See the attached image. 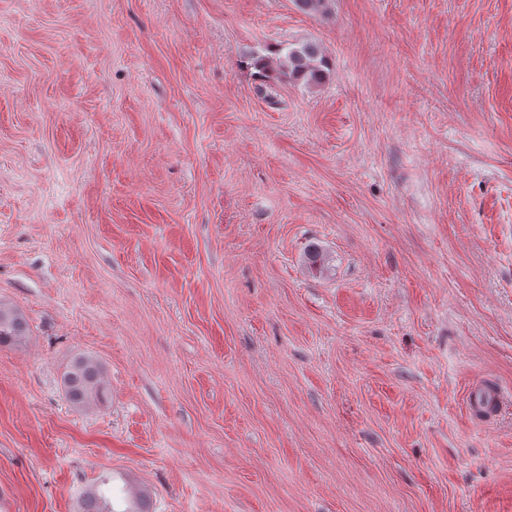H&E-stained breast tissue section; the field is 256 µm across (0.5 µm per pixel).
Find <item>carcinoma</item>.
Here are the masks:
<instances>
[{"label":"carcinoma","mask_w":512,"mask_h":512,"mask_svg":"<svg viewBox=\"0 0 512 512\" xmlns=\"http://www.w3.org/2000/svg\"><path fill=\"white\" fill-rule=\"evenodd\" d=\"M242 59L263 83L284 75L307 86H318L327 79L331 68L326 55L313 42L251 49L242 54ZM27 334L28 324L23 314L0 302V346L18 345ZM61 385L66 398L77 408L104 404L111 395L102 364L86 355H79L70 362L62 374ZM147 497L143 490L128 489L125 491L126 507L120 511L115 509L112 476L104 474L84 493L80 512H148Z\"/></svg>","instance_id":"1"}]
</instances>
